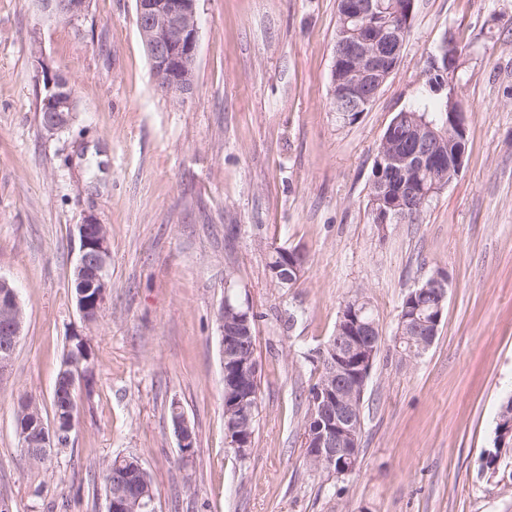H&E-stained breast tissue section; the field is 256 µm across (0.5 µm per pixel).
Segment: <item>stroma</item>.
<instances>
[{
    "label": "stroma",
    "instance_id": "35a3bbf8",
    "mask_svg": "<svg viewBox=\"0 0 512 512\" xmlns=\"http://www.w3.org/2000/svg\"><path fill=\"white\" fill-rule=\"evenodd\" d=\"M195 90L155 89L136 0H90L77 23L0 0V275L25 324L0 379V496L13 512H106L103 470L139 457L155 512H512V449H493L512 397V0H416L402 59L352 124L331 102L336 0H198ZM452 35L468 116L462 173L419 224L368 215L377 148L395 113L432 99L421 76ZM76 89L46 136L38 56ZM105 224L111 288L94 323L76 305V226ZM302 247L296 287H275L274 248ZM448 274L438 335L404 362L391 338L405 295ZM384 342L361 402V455L339 480L303 446L313 360L355 293ZM257 314L254 449L224 430L218 312ZM91 350L67 448L34 465L14 433L20 398L51 414L72 335ZM197 445L181 456L169 406ZM498 424L499 428L496 430L494 451L488 450L485 452L486 466L487 462H490L489 469L493 474L497 472L500 449L512 447V400H508L502 406Z\"/></svg>",
    "mask_w": 512,
    "mask_h": 512
}]
</instances>
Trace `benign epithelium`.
Returning a JSON list of instances; mask_svg holds the SVG:
<instances>
[{
  "label": "benign epithelium",
  "instance_id": "benign-epithelium-1",
  "mask_svg": "<svg viewBox=\"0 0 512 512\" xmlns=\"http://www.w3.org/2000/svg\"><path fill=\"white\" fill-rule=\"evenodd\" d=\"M39 11L49 20L62 19L76 23L86 11V0H37ZM197 0H137L140 17L139 34L146 46L152 68L170 79L179 89L181 99L193 93L188 77L198 45ZM379 0H343L342 18L345 23H357L363 34L342 42L336 49L335 60L347 67L353 79L340 82L332 92L335 112L347 120L343 103L351 99L356 109L370 105L374 95L392 74L391 59L398 56L403 31L408 28L413 7L404 9L405 23L393 28L381 21ZM41 76L47 100L53 104L45 115L43 129L55 135L73 119L76 104L75 89L68 77L44 63ZM440 89L448 90V111L454 113L455 132L466 134L467 115L458 98L453 79L446 80ZM376 171L389 176L405 174L417 167L429 165L437 186L446 183L444 161L427 148L415 147L407 152H380ZM96 218L89 216L76 225L79 254L73 267L75 284L79 288L76 304L82 319L93 322L106 300L110 279L108 268L110 253L107 234L94 230ZM301 251L288 252L280 260L278 269L285 271V278L301 277L303 263L296 260ZM448 276L436 270L423 285L410 291L413 300L401 318L400 331L410 332V344L418 353L428 350L438 333L442 320L443 304L447 299ZM432 295L436 299L432 316L421 311L418 298ZM366 308L360 302L346 303L340 312L338 331L322 348L326 374L315 397L310 402L304 434L308 458L318 466L338 465L348 473L354 469L360 455V430L362 420L360 405L376 354L381 348V336L376 324L363 319ZM221 346L224 358V419L229 438L240 454L249 456L253 450L251 412L248 399L252 397L250 383L258 375L259 364L255 355V331L248 312L226 302L219 310ZM23 309L18 291L13 283L0 276V376L10 367L14 352L22 335ZM81 345L78 359L64 361L63 368L78 367L80 386L91 379L93 367L84 339L74 336ZM173 433L178 447L185 456L194 448V429L177 403L173 404ZM22 444L35 448L43 456L60 447L57 425L40 426L34 435L22 434ZM512 447V400L501 408L499 428L496 430L494 450L485 452L491 474H496L500 449ZM107 512H154L153 494L136 482L123 494L107 499Z\"/></svg>",
  "mask_w": 512,
  "mask_h": 512
}]
</instances>
